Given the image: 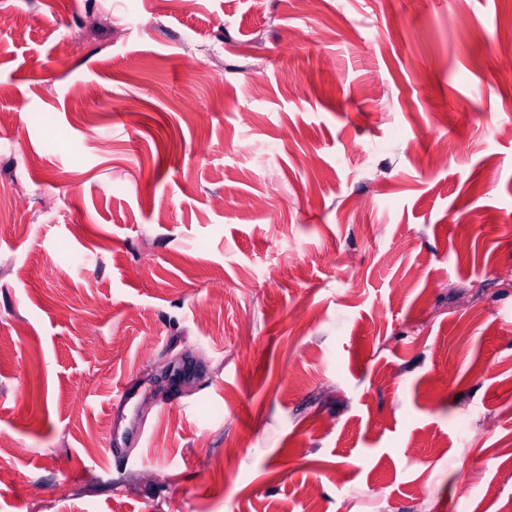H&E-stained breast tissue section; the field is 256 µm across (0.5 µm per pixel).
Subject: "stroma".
Returning a JSON list of instances; mask_svg holds the SVG:
<instances>
[{"label": "stroma", "mask_w": 512, "mask_h": 512, "mask_svg": "<svg viewBox=\"0 0 512 512\" xmlns=\"http://www.w3.org/2000/svg\"><path fill=\"white\" fill-rule=\"evenodd\" d=\"M123 4L0 0V512H512V0Z\"/></svg>", "instance_id": "obj_1"}]
</instances>
